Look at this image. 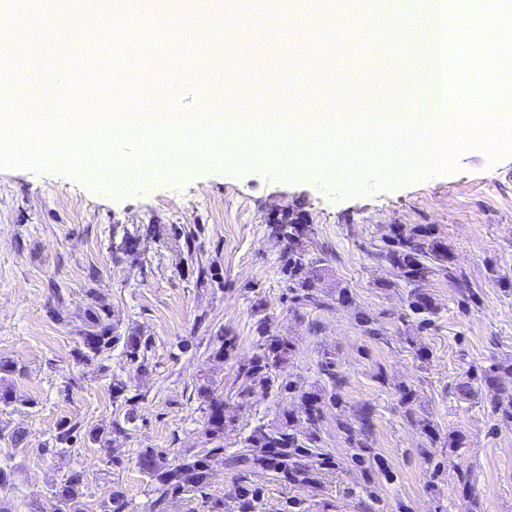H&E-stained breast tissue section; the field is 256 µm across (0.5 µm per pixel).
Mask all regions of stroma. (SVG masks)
<instances>
[{"mask_svg":"<svg viewBox=\"0 0 512 512\" xmlns=\"http://www.w3.org/2000/svg\"><path fill=\"white\" fill-rule=\"evenodd\" d=\"M74 10L67 0H39L15 22L13 48L40 31L33 68L66 69L72 34L59 26ZM427 39L416 26L379 43L326 42L322 58H345V79L322 87L320 103L334 108L388 78L392 105L410 110ZM143 41L148 55L125 86L152 82L150 100L161 109L167 91L154 79L161 65L183 61L185 41L159 26ZM246 48L253 66L234 69ZM282 53L279 40H255L245 28L196 52L182 110H197L216 70L224 96L246 92L265 102L264 77L281 71ZM172 168L173 179L150 183L0 167V361L19 368L7 377L14 403L0 404V458L15 466L16 512H39L73 474L89 512L117 495L122 512H210L216 501L221 512H512V420L504 416L512 411V156L493 163L471 149L453 173L346 194L309 170L272 177L259 166ZM297 204L311 222L291 242L268 218ZM417 227L448 258L412 286L377 251L386 236ZM293 249L305 252L321 306L295 297L283 271ZM417 292L432 299L429 316L411 309ZM102 305L115 341L89 365L77 353ZM263 332L294 343L273 370L294 388L239 398L237 370L255 357ZM131 337L150 343L145 368L126 360ZM219 339L220 362L211 357ZM327 360L337 385L320 373ZM492 367L489 385L483 373ZM121 381L127 390L115 393ZM202 385L224 395V452L210 460L204 493L156 501L139 454L202 450ZM308 391L338 396L322 406L312 482L239 461L254 426L302 417ZM64 422L75 430L59 444ZM116 424L123 433H113ZM93 431L100 441L90 440ZM352 432L367 448L359 464Z\"/></svg>","mask_w":512,"mask_h":512,"instance_id":"stroma-1","label":"stroma"}]
</instances>
